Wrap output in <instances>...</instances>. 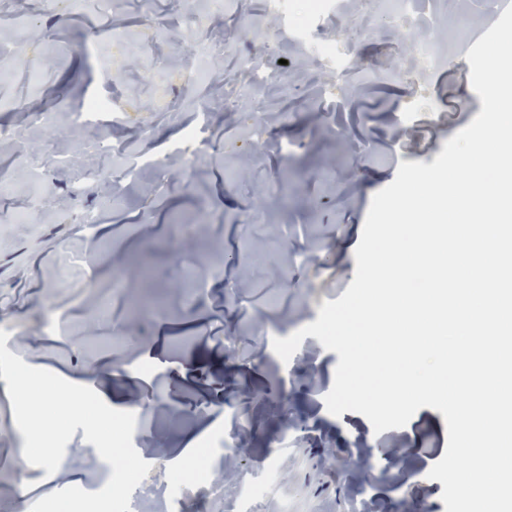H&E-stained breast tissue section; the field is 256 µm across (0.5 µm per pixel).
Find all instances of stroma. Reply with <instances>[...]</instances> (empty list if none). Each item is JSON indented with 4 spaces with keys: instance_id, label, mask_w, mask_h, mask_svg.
Wrapping results in <instances>:
<instances>
[{
    "instance_id": "35a3bbf8",
    "label": "stroma",
    "mask_w": 512,
    "mask_h": 512,
    "mask_svg": "<svg viewBox=\"0 0 512 512\" xmlns=\"http://www.w3.org/2000/svg\"><path fill=\"white\" fill-rule=\"evenodd\" d=\"M430 7L438 63L416 82L404 76L405 28L379 15L344 32L359 63L378 70L364 97L345 93L352 80L335 65L293 71L307 49L286 32L271 60L283 62L292 96L265 94L229 112L224 96L239 90L238 62L259 48L254 31L278 25L267 0H238L198 23L186 18L187 0H122L115 13L92 2L78 10L70 0H0V27L15 17L28 29L0 39V56L16 62L0 85V172L22 153L38 167L0 195V315L38 339L23 346L11 338L6 347L30 366L62 369L69 382L111 385L114 409H146L132 441L150 470L131 494L134 512H188L197 503L202 512H234L256 494L264 512H445L443 485L428 477L447 446L441 412L423 407L406 426L374 433L363 415L326 409L336 352L313 336L286 362L262 347L271 328L292 334L344 294L360 241L348 225L363 226L400 163H433L480 110L470 64L453 42L465 4ZM116 31L124 48L112 42ZM203 40L223 53L191 87L179 67ZM91 41L95 51L83 52ZM34 59L44 63L36 82ZM95 94L115 100L113 117L94 129L67 126L66 110ZM200 101L210 113L203 162L177 163L143 183L141 167L175 151ZM268 111L286 112L287 122L266 124L263 141L251 140ZM406 112L414 122L403 120ZM95 167L120 187L118 206L106 207L100 184L74 194ZM30 207L31 223H8ZM83 212L98 216L93 233L78 220ZM183 267L197 271L198 302L181 288ZM236 267L248 271L249 287L226 277ZM116 269L124 282L115 294ZM105 295L112 318L93 320ZM47 304L60 313L59 332L49 336L37 322ZM116 333L124 338L117 350ZM107 357L116 367L106 372L99 363ZM198 427L224 441L208 460L211 479L223 484L217 495L177 486L181 439ZM14 428L12 406L0 405V512H24L25 498L65 487L43 472L18 481ZM69 445L65 466L89 489L101 458L83 429Z\"/></svg>"
}]
</instances>
